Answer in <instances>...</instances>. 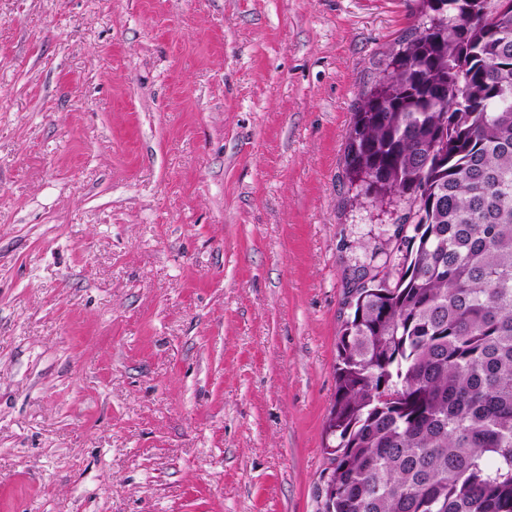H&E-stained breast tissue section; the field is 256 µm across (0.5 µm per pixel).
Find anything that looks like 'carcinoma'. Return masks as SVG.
<instances>
[{
  "mask_svg": "<svg viewBox=\"0 0 512 512\" xmlns=\"http://www.w3.org/2000/svg\"><path fill=\"white\" fill-rule=\"evenodd\" d=\"M453 2L348 136L415 234L346 282L324 512H512V0Z\"/></svg>",
  "mask_w": 512,
  "mask_h": 512,
  "instance_id": "carcinoma-1",
  "label": "carcinoma"
}]
</instances>
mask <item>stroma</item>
<instances>
[{"label":"stroma","instance_id":"1","mask_svg":"<svg viewBox=\"0 0 512 512\" xmlns=\"http://www.w3.org/2000/svg\"><path fill=\"white\" fill-rule=\"evenodd\" d=\"M421 0H0V512H323L351 186Z\"/></svg>","mask_w":512,"mask_h":512}]
</instances>
